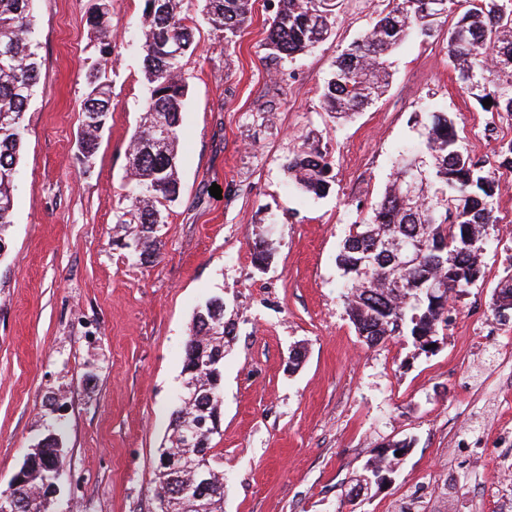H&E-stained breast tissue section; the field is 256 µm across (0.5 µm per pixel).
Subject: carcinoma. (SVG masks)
<instances>
[{
	"instance_id": "obj_1",
	"label": "carcinoma",
	"mask_w": 512,
	"mask_h": 512,
	"mask_svg": "<svg viewBox=\"0 0 512 512\" xmlns=\"http://www.w3.org/2000/svg\"><path fill=\"white\" fill-rule=\"evenodd\" d=\"M32 0H0V245L14 208L13 182L23 146V116L37 84L38 44L30 38ZM143 69L149 85L144 123L129 146L130 209L118 219L121 237L138 247L139 259L152 261L161 247L160 225L180 198L178 142L186 85L184 60L198 49L193 28L182 15L183 0H144ZM207 24L224 32L225 45L249 20L251 0H201ZM266 46L275 58H293L326 39L337 23L340 0H278ZM452 17L446 45L448 64L480 109L512 117V0H387L364 35L337 56L323 83L326 111L358 112L373 104L388 86V56L409 35L434 36V23ZM99 62L86 75L89 92L83 110L81 149L85 160L96 153L110 110L105 72L112 54L109 0H100L89 19ZM492 99V105L483 100ZM159 125L168 134L150 143ZM494 162L476 160L447 112H430L423 124L426 157L398 163L370 217L350 225L336 263L345 277L346 314L369 346L394 336H409L424 347L448 327L451 304L484 278L481 257L496 215V171L512 169V139L495 136ZM288 176L314 195L329 184L333 162L319 146L306 144L284 164ZM411 237L415 256L401 262L393 243ZM512 306V271L491 293V311ZM232 329L224 321V299L208 300L195 314L185 344V389L170 424L169 454H190L195 470H158L154 492L167 495V512H224V475L211 454L212 429L220 426L224 352ZM56 450L37 445L20 485L8 488L24 503L22 512H45Z\"/></svg>"
}]
</instances>
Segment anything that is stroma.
Wrapping results in <instances>:
<instances>
[{"mask_svg": "<svg viewBox=\"0 0 512 512\" xmlns=\"http://www.w3.org/2000/svg\"><path fill=\"white\" fill-rule=\"evenodd\" d=\"M97 2L31 3L40 74L0 255V491L56 431L67 475L48 512H151L184 344L197 308L220 296L233 329L212 441L224 512H512V483L498 479L512 471V322L490 308L512 238L492 232L483 285L455 301L430 349L404 337L367 346L336 266L399 157L424 153V113H449L466 141L485 121L448 65L447 24L406 39L385 93L339 121L320 87L381 0H344L328 39L282 59L265 47L278 0H252L230 46L199 0H186L200 48L183 71L182 194L159 256L143 263L112 238L129 206V143L145 117L144 0H111L110 113L86 163L78 141L85 73L99 60L88 22ZM308 140L334 162L318 196L283 169ZM258 242L270 252L260 266ZM296 349L304 356L293 366ZM398 441L408 447L397 470L352 497Z\"/></svg>", "mask_w": 512, "mask_h": 512, "instance_id": "stroma-1", "label": "stroma"}]
</instances>
